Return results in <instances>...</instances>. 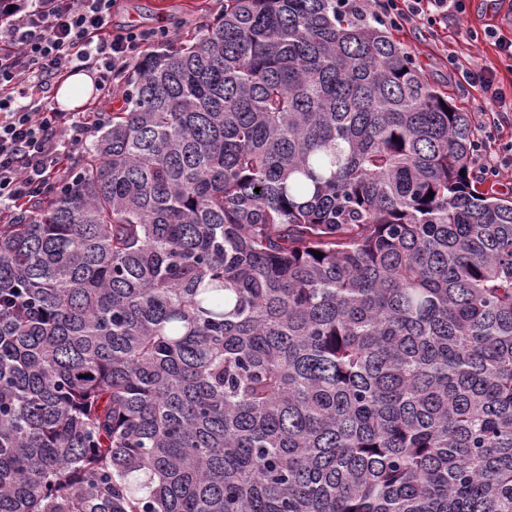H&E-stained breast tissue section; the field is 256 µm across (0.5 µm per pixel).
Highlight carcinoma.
Returning a JSON list of instances; mask_svg holds the SVG:
<instances>
[{
	"label": "carcinoma",
	"instance_id": "obj_1",
	"mask_svg": "<svg viewBox=\"0 0 512 512\" xmlns=\"http://www.w3.org/2000/svg\"><path fill=\"white\" fill-rule=\"evenodd\" d=\"M113 89L0 224V512H512V196L388 26L224 0Z\"/></svg>",
	"mask_w": 512,
	"mask_h": 512
}]
</instances>
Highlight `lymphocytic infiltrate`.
<instances>
[{
    "instance_id": "1",
    "label": "lymphocytic infiltrate",
    "mask_w": 512,
    "mask_h": 512,
    "mask_svg": "<svg viewBox=\"0 0 512 512\" xmlns=\"http://www.w3.org/2000/svg\"><path fill=\"white\" fill-rule=\"evenodd\" d=\"M385 23L434 22L464 0H360ZM117 0H0V221L38 197L70 151L107 115L62 112L34 88L94 70L112 77L152 45L149 32L113 29Z\"/></svg>"
}]
</instances>
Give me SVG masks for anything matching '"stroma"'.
I'll use <instances>...</instances> for the list:
<instances>
[{
    "label": "stroma",
    "instance_id": "stroma-1",
    "mask_svg": "<svg viewBox=\"0 0 512 512\" xmlns=\"http://www.w3.org/2000/svg\"><path fill=\"white\" fill-rule=\"evenodd\" d=\"M462 13L434 24L406 23L391 34L415 56L425 78L447 92L456 106L471 113L492 149L512 142V58L501 54L499 40H512V0H464ZM222 0H120L112 25L129 24L167 35L196 31L222 10ZM479 63L489 69L504 101L485 104L479 86L460 80L458 68Z\"/></svg>",
    "mask_w": 512,
    "mask_h": 512
}]
</instances>
